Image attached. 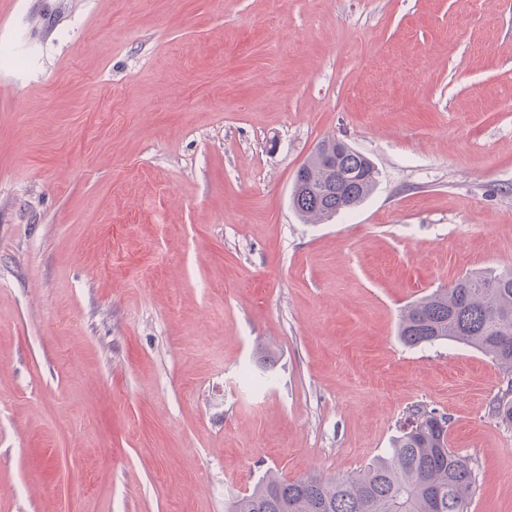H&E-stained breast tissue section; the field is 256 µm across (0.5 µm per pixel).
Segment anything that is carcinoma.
Masks as SVG:
<instances>
[{
	"label": "carcinoma",
	"instance_id": "obj_1",
	"mask_svg": "<svg viewBox=\"0 0 512 512\" xmlns=\"http://www.w3.org/2000/svg\"><path fill=\"white\" fill-rule=\"evenodd\" d=\"M300 170L321 187L292 196L293 208L312 223L357 205L376 184L368 157L342 151L328 137ZM399 337L409 347L451 340L490 355L506 381L490 412L512 426V269L466 275L408 305ZM476 483L471 459L448 447L446 417L416 407L393 448L358 474L292 482L269 474L225 512H469Z\"/></svg>",
	"mask_w": 512,
	"mask_h": 512
}]
</instances>
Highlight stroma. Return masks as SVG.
I'll use <instances>...</instances> for the list:
<instances>
[{"label": "stroma", "mask_w": 512, "mask_h": 512, "mask_svg": "<svg viewBox=\"0 0 512 512\" xmlns=\"http://www.w3.org/2000/svg\"><path fill=\"white\" fill-rule=\"evenodd\" d=\"M326 137L378 168L318 224ZM512 269V0H0V512H224L415 407L512 512L491 356L404 307Z\"/></svg>", "instance_id": "1"}]
</instances>
